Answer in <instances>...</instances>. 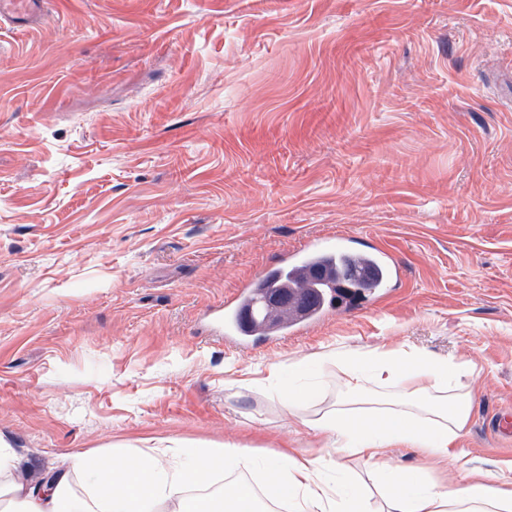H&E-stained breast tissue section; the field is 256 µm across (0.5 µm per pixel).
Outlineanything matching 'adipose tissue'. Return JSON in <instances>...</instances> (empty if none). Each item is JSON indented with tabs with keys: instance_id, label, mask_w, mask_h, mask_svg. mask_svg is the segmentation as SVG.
<instances>
[{
	"instance_id": "1",
	"label": "adipose tissue",
	"mask_w": 512,
	"mask_h": 512,
	"mask_svg": "<svg viewBox=\"0 0 512 512\" xmlns=\"http://www.w3.org/2000/svg\"><path fill=\"white\" fill-rule=\"evenodd\" d=\"M348 361L342 372L348 395H360L369 382L391 389L392 399L381 408H336L315 430L323 447L364 461L385 512H512V487L491 482L482 469H468L462 482L445 487L431 478L433 471L452 470L461 461L454 443L471 410L463 380L476 363L433 358L403 346L378 347ZM440 393L448 396L444 406L427 404V397ZM395 448L415 449L422 465L391 466L388 457ZM220 465L229 472L261 466L265 498L289 502L293 512H371L364 488L347 480L333 457L282 454L259 462L235 444L197 452L188 463L180 449L170 447L118 459L77 455L39 491L25 485L11 450L1 447L0 504L21 512H190L188 486ZM74 471L83 473L90 496L72 494Z\"/></svg>"
}]
</instances>
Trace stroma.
Masks as SVG:
<instances>
[{
  "label": "stroma",
  "instance_id": "obj_1",
  "mask_svg": "<svg viewBox=\"0 0 512 512\" xmlns=\"http://www.w3.org/2000/svg\"><path fill=\"white\" fill-rule=\"evenodd\" d=\"M330 235L392 291L239 349L207 315ZM473 361L465 461H512V0H46L0 25V443L315 455L337 352ZM315 392L285 406L292 365Z\"/></svg>",
  "mask_w": 512,
  "mask_h": 512
}]
</instances>
